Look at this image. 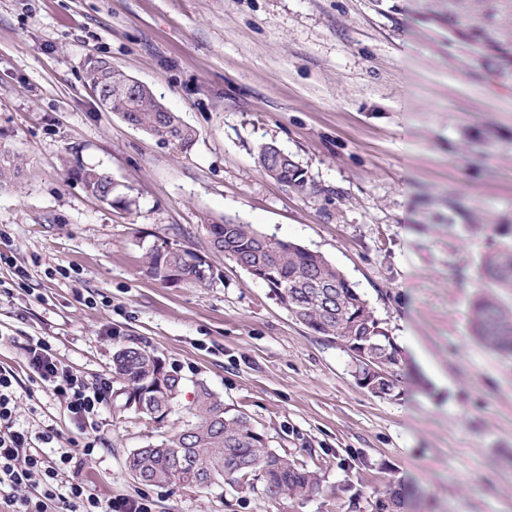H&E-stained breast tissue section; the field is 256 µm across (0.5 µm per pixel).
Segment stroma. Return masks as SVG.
<instances>
[{
    "mask_svg": "<svg viewBox=\"0 0 512 512\" xmlns=\"http://www.w3.org/2000/svg\"><path fill=\"white\" fill-rule=\"evenodd\" d=\"M149 86L197 134L174 152L104 111L88 56ZM276 144L302 196L264 174ZM0 149L21 174L0 190V367L17 419L85 443L27 366L33 339L87 381L123 347L185 382L161 422L109 393L80 477L151 512H371L389 487L409 512H512V354L470 326L479 263L512 247V67L448 32V0H0ZM93 167L125 201L87 193ZM222 216L324 255L400 347L381 399L335 340L293 320L209 243ZM159 238L205 255L206 288L150 278ZM247 413L272 448L321 475L302 500L146 486L131 450L189 420L195 382ZM288 160L283 162L279 182L291 188L299 195H309L315 191V188L308 182L305 173L297 162L288 155Z\"/></svg>",
    "mask_w": 512,
    "mask_h": 512,
    "instance_id": "1",
    "label": "stroma"
}]
</instances>
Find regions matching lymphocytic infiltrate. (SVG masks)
<instances>
[{
	"label": "lymphocytic infiltrate",
	"instance_id": "f902f5d3",
	"mask_svg": "<svg viewBox=\"0 0 512 512\" xmlns=\"http://www.w3.org/2000/svg\"><path fill=\"white\" fill-rule=\"evenodd\" d=\"M28 368L50 394L63 401L78 429L93 430L112 387L110 380L87 383L76 370L63 364L45 340L32 341ZM15 377L0 370V512H150L146 503L135 499H103L91 493L79 477L61 480L63 466L71 457L61 452L52 458L45 451L57 434L45 430L31 434L17 426Z\"/></svg>",
	"mask_w": 512,
	"mask_h": 512
}]
</instances>
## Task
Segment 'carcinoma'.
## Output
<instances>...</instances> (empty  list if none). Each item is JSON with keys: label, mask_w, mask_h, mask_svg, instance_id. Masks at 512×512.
Returning a JSON list of instances; mask_svg holds the SVG:
<instances>
[{"label": "carcinoma", "mask_w": 512, "mask_h": 512, "mask_svg": "<svg viewBox=\"0 0 512 512\" xmlns=\"http://www.w3.org/2000/svg\"><path fill=\"white\" fill-rule=\"evenodd\" d=\"M512 0H448V32L512 66ZM85 79L98 95L104 111L158 141L171 144L181 154L189 153L196 133L167 108L152 89L135 83L112 62L91 56L85 62ZM20 166L0 155V190L15 182ZM85 188L107 203H126L117 184L96 168H83ZM279 182L299 195L315 188L293 158L283 162ZM213 249L238 264L263 271L260 281L288 310V314L313 332L333 339L375 335L378 318L355 286L336 274V266L322 254L295 243L262 234L249 224L224 217L206 225ZM485 278L495 288L481 293L470 304L474 335L487 347L512 352V309L503 306L500 295L512 292V248L485 255L481 261ZM147 272L166 283L171 274L195 287H208L213 270L204 256L159 238L147 251ZM381 355L390 363L380 382L384 397L393 396L401 376V350L387 341ZM112 382L120 386L125 405L152 419L163 421L183 387L181 377L171 373L153 353L139 348H121L113 354ZM193 419L176 433L149 441L131 450L125 459L129 473L139 482L156 485L178 482L189 487L227 485L237 493L262 499L309 498L321 490L316 470L291 460L268 445L267 437L242 413H232L206 384L195 387Z\"/></svg>", "instance_id": "1"}]
</instances>
